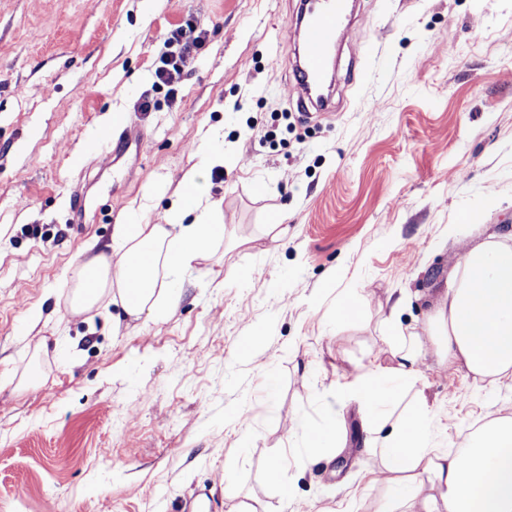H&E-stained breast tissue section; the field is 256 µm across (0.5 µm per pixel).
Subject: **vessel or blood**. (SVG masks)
<instances>
[{
  "mask_svg": "<svg viewBox=\"0 0 512 512\" xmlns=\"http://www.w3.org/2000/svg\"><path fill=\"white\" fill-rule=\"evenodd\" d=\"M352 21L349 0H305L296 18L299 43L295 74L303 99L317 111L332 107L334 69L332 51Z\"/></svg>",
  "mask_w": 512,
  "mask_h": 512,
  "instance_id": "obj_1",
  "label": "vessel or blood"
}]
</instances>
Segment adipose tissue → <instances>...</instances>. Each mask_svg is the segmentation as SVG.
<instances>
[{
  "instance_id": "obj_1",
  "label": "adipose tissue",
  "mask_w": 512,
  "mask_h": 512,
  "mask_svg": "<svg viewBox=\"0 0 512 512\" xmlns=\"http://www.w3.org/2000/svg\"><path fill=\"white\" fill-rule=\"evenodd\" d=\"M198 154L202 166L184 173L165 223L115 225L111 253L77 264L70 314H88L107 298L135 320L171 312L173 283L197 270L224 239L202 171L224 158L205 146ZM410 300L401 293L390 311V365H371L347 385L363 403L364 447L381 459L370 483L391 492L378 512H512L511 417H487L451 453L430 444L433 417L425 395L415 396L401 416L393 414L398 395L421 378L430 350L439 364L466 370L477 382L494 385L512 376V231L464 248L446 289L429 302L427 337L405 331L397 320ZM306 438L313 465L332 462L345 446L334 418ZM424 474L432 491L423 489Z\"/></svg>"
}]
</instances>
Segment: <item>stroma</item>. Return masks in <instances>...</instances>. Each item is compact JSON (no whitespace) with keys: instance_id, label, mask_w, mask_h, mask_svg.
I'll list each match as a JSON object with an SVG mask.
<instances>
[{"instance_id":"stroma-1","label":"stroma","mask_w":512,"mask_h":512,"mask_svg":"<svg viewBox=\"0 0 512 512\" xmlns=\"http://www.w3.org/2000/svg\"><path fill=\"white\" fill-rule=\"evenodd\" d=\"M300 0H0V512H376L377 454L346 372L389 364L400 290L441 288L448 225L512 229V0H357L336 107L304 117L290 46ZM205 33L155 86L167 34ZM150 111H140L143 100ZM127 150L107 144L117 116ZM226 224L164 319L74 316V265L117 224H161L204 141ZM97 144L88 154L89 144ZM85 209L72 226L69 197ZM281 215L288 228L274 237ZM353 291L337 318L326 289ZM456 450L489 405L465 371L420 382ZM344 420L329 466L303 432ZM288 460L281 499L268 458Z\"/></svg>"}]
</instances>
